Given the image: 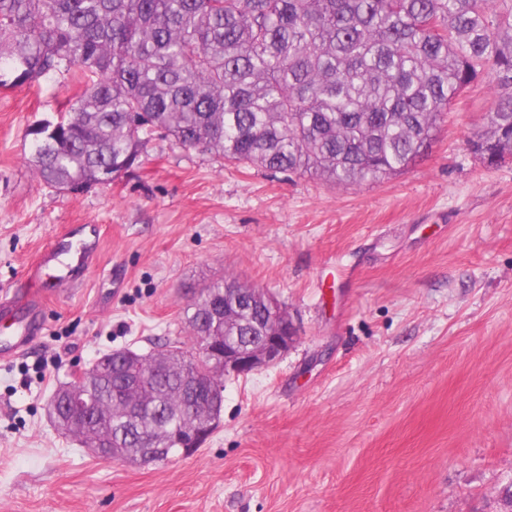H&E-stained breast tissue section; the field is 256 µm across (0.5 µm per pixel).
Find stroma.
<instances>
[{
	"instance_id": "stroma-1",
	"label": "stroma",
	"mask_w": 512,
	"mask_h": 512,
	"mask_svg": "<svg viewBox=\"0 0 512 512\" xmlns=\"http://www.w3.org/2000/svg\"><path fill=\"white\" fill-rule=\"evenodd\" d=\"M82 83L0 90V290L58 237L97 225L74 285L48 267L46 330L0 359V512H501L512 489V161L469 142L496 105L453 103L429 153L332 186L149 137L106 186L59 192L24 157L33 121ZM233 274L273 293L297 339L224 379L217 429L168 463L94 457L49 396L103 353L185 334L195 289Z\"/></svg>"
}]
</instances>
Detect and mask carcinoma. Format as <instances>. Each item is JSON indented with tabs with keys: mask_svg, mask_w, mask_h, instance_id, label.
Segmentation results:
<instances>
[{
	"mask_svg": "<svg viewBox=\"0 0 512 512\" xmlns=\"http://www.w3.org/2000/svg\"><path fill=\"white\" fill-rule=\"evenodd\" d=\"M77 70L80 95L30 124L26 163L46 185L88 187L140 164L143 135L274 173L377 182L424 156L452 102L491 77L496 109L470 141L488 165L512 157V0H0V88ZM233 275L184 307L188 336L167 378L148 360L130 391L99 375L84 442L129 449L203 396V333L261 334L267 309L235 304ZM135 400L134 421L113 408Z\"/></svg>",
	"mask_w": 512,
	"mask_h": 512,
	"instance_id": "1",
	"label": "carcinoma"
}]
</instances>
